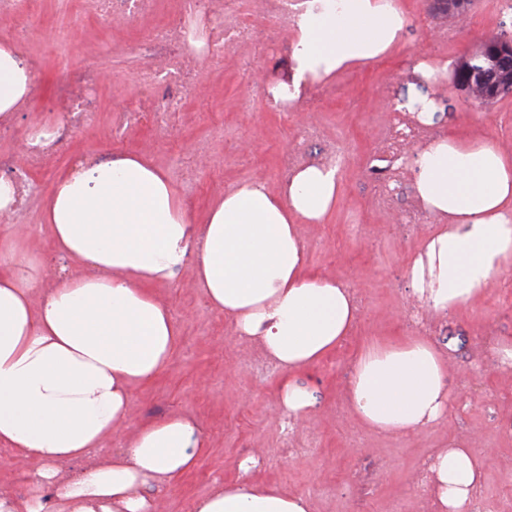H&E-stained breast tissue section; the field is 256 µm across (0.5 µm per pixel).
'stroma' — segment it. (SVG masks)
<instances>
[{"mask_svg":"<svg viewBox=\"0 0 512 512\" xmlns=\"http://www.w3.org/2000/svg\"><path fill=\"white\" fill-rule=\"evenodd\" d=\"M396 3L407 23L389 52L312 84L304 106L273 112L267 107L268 89L292 74L293 22L244 0L249 48L219 59L198 57L197 85L172 131L139 127L118 137L112 130L119 113L140 95L139 60L131 47L147 38L156 20L177 15L180 0H162L156 18L111 25L87 17L76 0H41L32 26L23 32L0 19V43L16 45L42 64L28 104L12 122L0 124V154H20L24 142L18 129L52 118L67 72L92 67L101 77L96 124L78 132L63 155L35 174L27 208L13 219L27 231L30 251L47 270L65 265L70 273L79 271L77 264L53 254L40 225L42 203L57 174L69 169L70 157L146 155L169 174L198 220L216 196L239 183L257 180L278 190L288 178L281 157L293 146L313 162L332 152L340 159L336 205L325 223L305 225L303 244L308 267L349 288L360 315L335 352L294 375L313 398L308 414L287 421L279 369L209 307L193 286L192 266L158 289L182 336L168 370L134 389L129 421L135 425L186 413L208 441L196 468L177 488L146 489L158 512H193L197 499L240 479L238 465L248 454L258 460L251 479L304 495L311 512H422L415 474L451 440L467 441L486 459L479 512H512V373L501 371L495 352L496 343L512 339V301L492 287L478 301L415 323L408 261L433 221L416 193V157L406 155L400 164L385 207L368 172L370 157L387 148L398 122L418 124V101L424 97L433 102L434 118L419 124L422 141L453 131L463 139L491 138L512 152V94L478 106L451 81L456 63L486 39L512 36V0H474L459 23L431 0ZM422 61L434 67L432 78L417 72ZM307 125L316 134L304 141L300 131ZM408 212L419 213V222L403 223ZM421 333L449 359L454 407L446 419L412 435L371 430L348 407L346 388L355 360L370 344Z\"/></svg>","mask_w":512,"mask_h":512,"instance_id":"obj_1","label":"stroma"}]
</instances>
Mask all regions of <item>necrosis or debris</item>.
<instances>
[{
  "label": "necrosis or debris",
  "mask_w": 512,
  "mask_h": 512,
  "mask_svg": "<svg viewBox=\"0 0 512 512\" xmlns=\"http://www.w3.org/2000/svg\"><path fill=\"white\" fill-rule=\"evenodd\" d=\"M195 25L201 26L205 38L199 50L190 45ZM248 40L247 23L239 12L228 10L226 0H181L179 18L158 22L138 48L141 64L135 79L142 97L125 109L122 128L168 129L195 83L198 55L221 57L239 50ZM97 90L94 69L68 73L59 88L62 103L48 125L47 138L27 145L21 156H0V176L14 184L18 203H25L33 190L34 174L47 160L61 152L82 127L95 121Z\"/></svg>",
  "instance_id": "obj_1"
}]
</instances>
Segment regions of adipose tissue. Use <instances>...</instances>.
Wrapping results in <instances>:
<instances>
[{"instance_id":"adipose-tissue-1","label":"adipose tissue","mask_w":512,"mask_h":512,"mask_svg":"<svg viewBox=\"0 0 512 512\" xmlns=\"http://www.w3.org/2000/svg\"><path fill=\"white\" fill-rule=\"evenodd\" d=\"M292 102L311 83L384 55L405 16L391 0H307L294 21ZM17 48L0 46V122L32 93ZM338 169H294L279 192L246 181L219 195L195 223L169 176L150 160L113 155L63 171L42 205L53 249L81 274L44 285L40 263L12 229L0 232V447L34 457L25 495L0 489V512H156L147 486L170 489L197 464L207 439L183 414L129 426L132 390L169 366L181 331L154 286L192 265L210 308L254 340L281 371L285 415L304 416L295 373L349 336L358 305L343 284L311 272L302 227L336 204ZM417 193L434 217L410 275L432 313L484 294L512 268V156L494 141L449 136L419 153ZM448 359L425 335L366 348L348 386L349 408L369 428L420 432L453 407ZM122 448L110 450L113 436ZM83 464L69 476L64 464ZM197 501L194 512H310L307 499L249 477ZM439 512H469L484 460L453 442L432 458Z\"/></svg>"}]
</instances>
